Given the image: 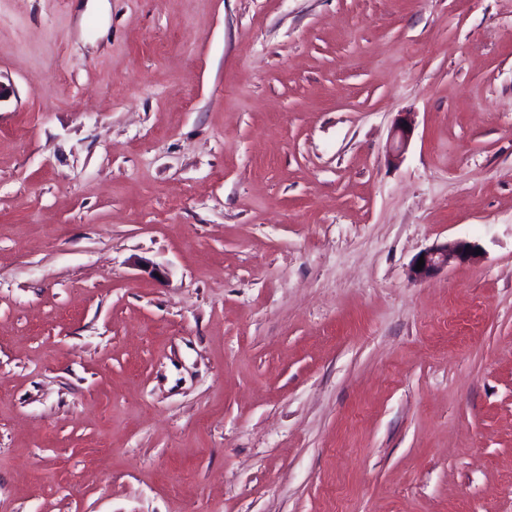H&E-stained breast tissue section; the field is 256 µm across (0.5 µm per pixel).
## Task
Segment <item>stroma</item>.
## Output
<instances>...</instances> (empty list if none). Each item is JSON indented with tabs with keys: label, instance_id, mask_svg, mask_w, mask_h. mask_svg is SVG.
<instances>
[{
	"label": "stroma",
	"instance_id": "1",
	"mask_svg": "<svg viewBox=\"0 0 512 512\" xmlns=\"http://www.w3.org/2000/svg\"><path fill=\"white\" fill-rule=\"evenodd\" d=\"M89 2L0 0V512H512V0ZM413 133V122L410 114L406 112V116L402 118L394 127L392 140L388 157L391 163L398 164L408 146ZM479 246L466 240L432 246L420 252L413 260L410 268L411 277L416 280H426L438 275L451 265H465L477 262L482 253L476 254ZM421 255H424L422 270H416Z\"/></svg>",
	"mask_w": 512,
	"mask_h": 512
}]
</instances>
